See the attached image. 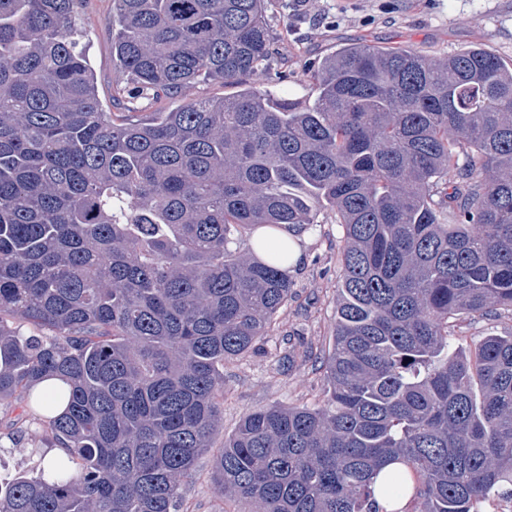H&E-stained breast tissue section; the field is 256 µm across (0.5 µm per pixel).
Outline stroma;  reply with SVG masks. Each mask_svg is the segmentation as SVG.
I'll use <instances>...</instances> for the list:
<instances>
[{"label":"stroma","mask_w":512,"mask_h":512,"mask_svg":"<svg viewBox=\"0 0 512 512\" xmlns=\"http://www.w3.org/2000/svg\"><path fill=\"white\" fill-rule=\"evenodd\" d=\"M112 0H88L77 21L78 39L105 111L133 117L168 109L166 101L116 103V86L126 76L112 66ZM272 32L269 71L251 77L256 88L286 99H313L311 71L337 48L357 42L405 46L431 59L481 45L512 63V0H272L267 11ZM343 230L333 212L307 227L302 259L288 270L291 296L273 330L247 355L224 365V417L220 435L234 432L252 410L274 404L313 405L324 386L321 360L332 344L338 250ZM43 431L30 414L0 406V482L39 466L34 446ZM216 449L203 453L183 487L188 512H252L250 503L220 499L214 492Z\"/></svg>","instance_id":"35a3bbf8"}]
</instances>
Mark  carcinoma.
I'll return each mask as SVG.
<instances>
[{
	"mask_svg": "<svg viewBox=\"0 0 512 512\" xmlns=\"http://www.w3.org/2000/svg\"><path fill=\"white\" fill-rule=\"evenodd\" d=\"M269 0H112V64L176 106H99L74 38L86 0H0V405L55 465L0 512H179L219 430L224 361L269 335L291 284L233 248L260 226L343 227L336 326L313 407L246 414L214 461L259 512H412L512 500V335L449 350V320L512 313V66L340 47L313 103L267 72ZM200 81L237 82L185 101ZM35 330L22 331L21 324ZM65 384L49 395L42 380Z\"/></svg>",
	"mask_w": 512,
	"mask_h": 512,
	"instance_id": "obj_1",
	"label": "carcinoma"
}]
</instances>
